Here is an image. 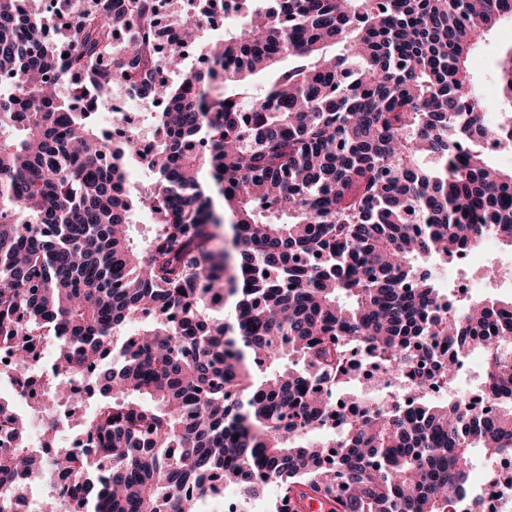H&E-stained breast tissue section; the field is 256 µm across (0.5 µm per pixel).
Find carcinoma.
Instances as JSON below:
<instances>
[{
    "label": "carcinoma",
    "mask_w": 512,
    "mask_h": 512,
    "mask_svg": "<svg viewBox=\"0 0 512 512\" xmlns=\"http://www.w3.org/2000/svg\"><path fill=\"white\" fill-rule=\"evenodd\" d=\"M61 2L51 31L41 0H0V354L57 341L47 403L96 398L64 493L198 512L220 476L244 506L272 486L292 512H461L471 450H512V297L447 294L431 266L512 248V168L483 150L512 142V52L493 103L468 67L512 0H241L220 36L216 0H189L162 55L158 0ZM115 86L158 106L152 145L106 133ZM356 354L424 383L478 354L494 411L417 391L346 415ZM0 434L11 512L44 460L2 397Z\"/></svg>",
    "instance_id": "obj_1"
}]
</instances>
